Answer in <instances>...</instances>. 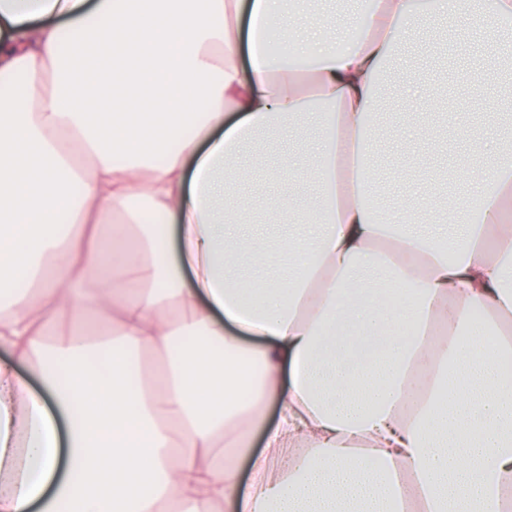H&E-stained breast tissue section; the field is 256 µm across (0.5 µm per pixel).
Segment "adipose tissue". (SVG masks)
Segmentation results:
<instances>
[{"instance_id":"adipose-tissue-1","label":"adipose tissue","mask_w":512,"mask_h":512,"mask_svg":"<svg viewBox=\"0 0 512 512\" xmlns=\"http://www.w3.org/2000/svg\"><path fill=\"white\" fill-rule=\"evenodd\" d=\"M245 11L265 27L244 70ZM282 15L283 0H0V512H512V155L482 161L479 200L449 198V218L479 212L454 241L378 216L368 164L408 31L497 37L512 0H377L341 52L329 25ZM294 42L306 73L284 63ZM300 115L321 131V193L272 244L240 231L239 158ZM237 249L289 266L246 282ZM477 311L494 344L466 335ZM90 312L96 340H47ZM117 347L162 365L132 373ZM271 400L244 493L237 463Z\"/></svg>"}]
</instances>
